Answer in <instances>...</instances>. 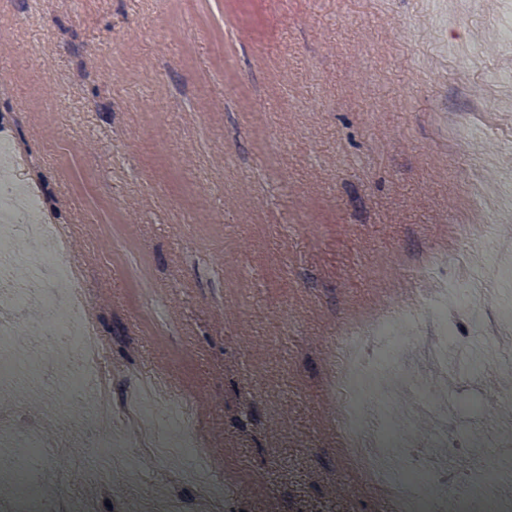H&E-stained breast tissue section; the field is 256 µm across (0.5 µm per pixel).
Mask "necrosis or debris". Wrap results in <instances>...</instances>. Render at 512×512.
Instances as JSON below:
<instances>
[{
  "instance_id": "obj_1",
  "label": "necrosis or debris",
  "mask_w": 512,
  "mask_h": 512,
  "mask_svg": "<svg viewBox=\"0 0 512 512\" xmlns=\"http://www.w3.org/2000/svg\"><path fill=\"white\" fill-rule=\"evenodd\" d=\"M29 190L22 183L0 184V388L28 376L46 377L64 364L73 401L90 402L81 428L104 434L94 444L104 459L112 454L108 438L113 429L141 434L147 442L153 433L142 428L144 417L170 425L194 403L161 394L116 413L103 372L109 344L98 333L97 307L78 287L76 265L64 262L61 250L37 244L38 234L54 226L37 205L24 204ZM468 193L482 207L475 223L456 226L461 241L512 207V190L507 188L491 191L475 180ZM20 238L33 244V274L24 280L14 276L20 260L14 243ZM487 275L511 285L512 265L501 264L495 250L466 252L460 284H441L369 322L350 324L336 341L331 390L340 404V432L372 485L392 499L395 512H512V497L486 483L483 474H449L443 449L448 445L447 423L459 409L433 388L435 381L448 377L449 353L484 365L490 373L505 358V347L497 339L512 333V301L501 304L494 319H486ZM457 317L490 338L488 348L478 353L459 349L453 323ZM25 320L32 339L19 354L12 342ZM486 414L488 423L469 428L461 445L492 449L486 471L512 475V393L500 392ZM425 419L432 421L434 433L424 443L417 427ZM17 437L26 452L0 461L15 488L12 497L0 500V512H98V495L112 487L111 470L85 472L94 494L61 491L50 500L42 497L40 484L49 478L46 460L52 454L63 457L69 440L61 427L29 420L20 400H1L0 442Z\"/></svg>"
}]
</instances>
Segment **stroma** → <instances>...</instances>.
<instances>
[{
	"label": "stroma",
	"mask_w": 512,
	"mask_h": 512,
	"mask_svg": "<svg viewBox=\"0 0 512 512\" xmlns=\"http://www.w3.org/2000/svg\"><path fill=\"white\" fill-rule=\"evenodd\" d=\"M512 0H0V135L67 232L111 343L199 406L201 461L141 456L113 507L394 512L354 469L327 352L347 321L451 282L473 178L512 179ZM455 248L456 258L431 265ZM486 422L477 373L447 390ZM199 496V512H222L224 485L213 482L200 484ZM120 505L122 512H145L152 510L174 512L178 510L177 503L169 495L166 496L159 505L152 504L140 497H129Z\"/></svg>",
	"instance_id": "35a3bbf8"
}]
</instances>
